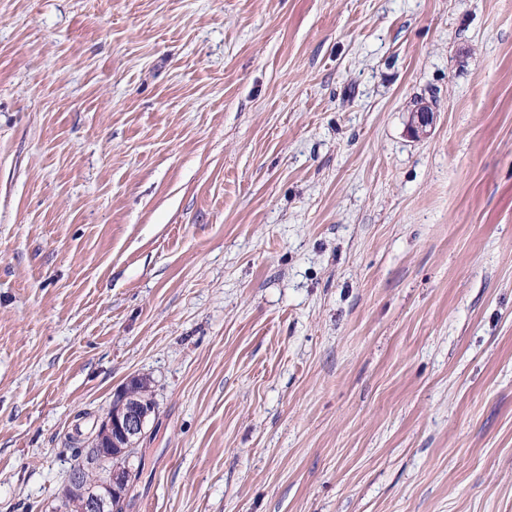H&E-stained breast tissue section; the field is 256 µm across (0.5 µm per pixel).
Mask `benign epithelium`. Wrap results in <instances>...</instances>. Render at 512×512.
I'll use <instances>...</instances> for the list:
<instances>
[{
	"label": "benign epithelium",
	"instance_id": "7a95c632",
	"mask_svg": "<svg viewBox=\"0 0 512 512\" xmlns=\"http://www.w3.org/2000/svg\"><path fill=\"white\" fill-rule=\"evenodd\" d=\"M433 121L430 106L419 105L411 114V134L417 138L428 135ZM137 381L138 377H132L117 393L92 438V458L71 475L64 495L77 497V512H112L113 499L118 496L123 481L122 471L112 465V456L138 448L151 415V410L134 391Z\"/></svg>",
	"mask_w": 512,
	"mask_h": 512
}]
</instances>
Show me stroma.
I'll use <instances>...</instances> for the list:
<instances>
[{
    "label": "stroma",
    "instance_id": "1",
    "mask_svg": "<svg viewBox=\"0 0 512 512\" xmlns=\"http://www.w3.org/2000/svg\"><path fill=\"white\" fill-rule=\"evenodd\" d=\"M135 376L123 512H512V0H0V512ZM434 112L430 106L421 104L411 114L409 129L414 137L427 136L432 129Z\"/></svg>",
    "mask_w": 512,
    "mask_h": 512
}]
</instances>
